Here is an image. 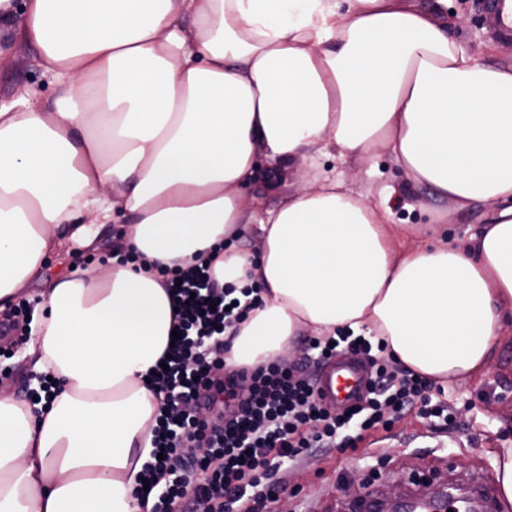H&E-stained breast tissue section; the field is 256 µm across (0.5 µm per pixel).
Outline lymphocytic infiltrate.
Segmentation results:
<instances>
[{
	"mask_svg": "<svg viewBox=\"0 0 512 512\" xmlns=\"http://www.w3.org/2000/svg\"><path fill=\"white\" fill-rule=\"evenodd\" d=\"M163 285L178 307V337L151 385L160 398L152 446L156 452L140 476L158 490L151 512H255L270 499L283 459L311 448L357 451L360 434L391 428L406 411L450 423V407L433 399L435 384L387 356L384 341L359 340L351 332L320 337L319 359L338 349L363 357L369 392L354 410L334 412L323 404L310 374L271 363L225 377L213 376L224 362V331L259 303L260 284L221 286L208 265L163 271ZM222 404L223 418L179 413L180 404Z\"/></svg>",
	"mask_w": 512,
	"mask_h": 512,
	"instance_id": "obj_1",
	"label": "lymphocytic infiltrate"
}]
</instances>
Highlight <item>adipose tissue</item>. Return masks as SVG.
Wrapping results in <instances>:
<instances>
[{"label":"adipose tissue","mask_w":512,"mask_h":512,"mask_svg":"<svg viewBox=\"0 0 512 512\" xmlns=\"http://www.w3.org/2000/svg\"><path fill=\"white\" fill-rule=\"evenodd\" d=\"M446 2L0 0V37L35 46L54 85L0 104V312L43 282L23 355L56 384L48 405L0 394V512H143L147 380L175 318L160 267L262 284L228 371L345 328L445 385L486 371L512 332V67L451 39ZM379 150L442 196L497 203L489 224L400 248L387 205L317 164ZM262 160L300 176L272 209L243 196ZM115 223L147 269L45 279L48 255ZM253 225L257 256L236 244Z\"/></svg>","instance_id":"ef3b65f1"}]
</instances>
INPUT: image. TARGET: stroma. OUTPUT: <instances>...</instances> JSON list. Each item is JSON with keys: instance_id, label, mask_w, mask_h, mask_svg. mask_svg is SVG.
<instances>
[{"instance_id": "stroma-1", "label": "stroma", "mask_w": 512, "mask_h": 512, "mask_svg": "<svg viewBox=\"0 0 512 512\" xmlns=\"http://www.w3.org/2000/svg\"><path fill=\"white\" fill-rule=\"evenodd\" d=\"M448 33L469 53L491 67H512V43L490 35L479 0H448ZM12 63L0 70V103H10L21 85L53 95L50 78L38 66L36 50L13 44ZM320 168L346 178L355 193L376 202L391 195L395 224L414 227L410 246H426L439 239L464 241L486 224L494 206L484 201L465 203L438 195L433 189L410 181L385 153L362 162L320 158ZM294 183L292 172L264 165L246 188L247 197L275 208L285 200ZM456 416L448 428L412 409L390 429L365 437L356 452L314 448L294 463L285 464L284 488L266 501L262 512H350L354 500L388 489L414 496L419 484L430 494L448 485L466 486L471 473L482 472L495 481L493 453L502 447V428H512V335L502 337L491 372L483 378L457 382L445 390Z\"/></svg>"}]
</instances>
